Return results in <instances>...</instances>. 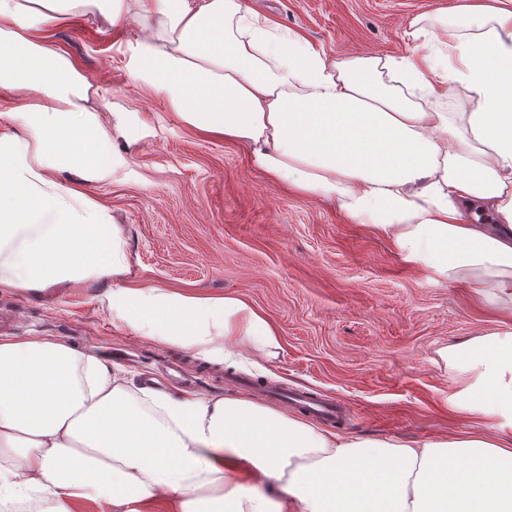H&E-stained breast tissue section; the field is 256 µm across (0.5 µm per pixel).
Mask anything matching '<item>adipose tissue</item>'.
Segmentation results:
<instances>
[{
  "instance_id": "obj_1",
  "label": "adipose tissue",
  "mask_w": 512,
  "mask_h": 512,
  "mask_svg": "<svg viewBox=\"0 0 512 512\" xmlns=\"http://www.w3.org/2000/svg\"><path fill=\"white\" fill-rule=\"evenodd\" d=\"M76 16L137 26L129 74L185 126L512 314V9L486 0L415 18L416 52L336 59L244 0H0V89L19 96L0 131V288L110 279L113 321L143 338L224 361L242 341L265 358L279 346L239 296L121 284L120 231L87 190L112 173L98 91L42 35ZM449 86L469 111L436 107ZM438 355L459 377L449 405L493 433L339 437L242 397L135 395L64 340L2 337L0 512H512V326Z\"/></svg>"
}]
</instances>
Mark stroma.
<instances>
[{"mask_svg":"<svg viewBox=\"0 0 512 512\" xmlns=\"http://www.w3.org/2000/svg\"><path fill=\"white\" fill-rule=\"evenodd\" d=\"M463 0H246L331 57L406 55L404 32L420 15ZM55 46L77 60L112 130L110 180L90 194L112 211L130 258L125 283L238 295L278 328L280 349L262 367L210 363L112 321L104 281L42 292L0 289V337H57L108 360L130 387L155 379L179 394L165 367L179 359L193 389L244 396L289 411L226 371L266 385L335 399L340 421L324 430L361 438L424 440L492 423L452 409L456 372L439 348L501 327L465 284L436 283L404 264L388 242L345 223L335 203L291 195L252 167L244 148L204 137L133 83L125 38L81 19L55 28Z\"/></svg>","mask_w":512,"mask_h":512,"instance_id":"1","label":"stroma"}]
</instances>
